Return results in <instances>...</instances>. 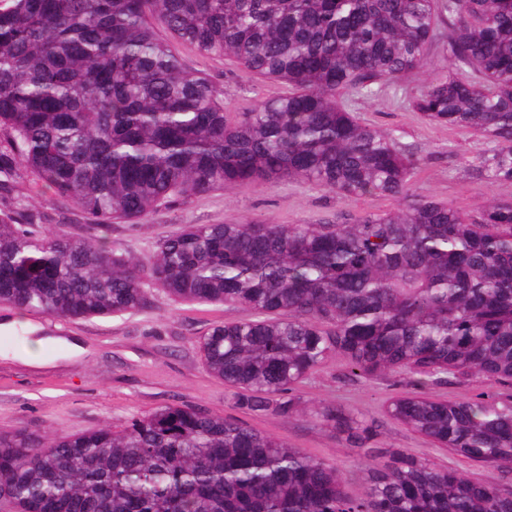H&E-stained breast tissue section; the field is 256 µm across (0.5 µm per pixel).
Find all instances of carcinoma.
<instances>
[{"label":"carcinoma","instance_id":"obj_1","mask_svg":"<svg viewBox=\"0 0 512 512\" xmlns=\"http://www.w3.org/2000/svg\"><path fill=\"white\" fill-rule=\"evenodd\" d=\"M440 17L456 73L432 78L415 107L480 133L490 148L477 173L512 181V0H0V189L28 169L106 224L175 196L283 177L403 201L333 226L194 225L146 258L0 211L1 305L106 316L145 308L154 285L176 300L248 308L255 318L200 340L233 405L307 413L374 462L352 497L337 465L240 419L169 405L43 442L0 431L9 512H512V487L373 448L358 414L309 411L296 393L335 355L357 379L512 383V200L471 216L415 194L411 159L343 101L423 67ZM158 25L291 91L232 119ZM388 413L512 473V394L403 395Z\"/></svg>","mask_w":512,"mask_h":512}]
</instances>
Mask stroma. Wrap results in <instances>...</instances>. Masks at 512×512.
Masks as SVG:
<instances>
[{
	"instance_id": "35a3bbf8",
	"label": "stroma",
	"mask_w": 512,
	"mask_h": 512,
	"mask_svg": "<svg viewBox=\"0 0 512 512\" xmlns=\"http://www.w3.org/2000/svg\"><path fill=\"white\" fill-rule=\"evenodd\" d=\"M447 32L446 23L437 24L426 67L383 84L375 97L350 98L348 106L360 122L389 133L406 147L414 163L416 194L475 215L489 199L512 200V181L476 174L473 163L487 147L481 134L428 122L413 106L428 78L454 71L446 51ZM171 47L187 71L207 80L232 116L289 91L287 84L249 72L230 56L203 55L177 41ZM0 201L23 209L37 223L75 237L106 239L109 245L142 258L162 240L196 224L336 225L400 206L398 200L376 193L344 197L296 180H258L179 199L145 217L116 220L105 228L30 172L0 190ZM148 296L147 308L135 313L75 320L0 306V430H20L34 437L75 434L108 422L119 427L170 404L201 408L244 420L263 434L337 463L344 471L347 493H363L369 463L337 433L311 417L285 419L235 408L223 381L204 368L201 336L214 324L252 319L251 310L181 302L157 287L149 288ZM40 338L46 341L41 357L24 356L25 340ZM346 372L342 358H328L299 385L298 392L311 405L360 413L377 427L376 447L425 458L474 479L493 477V470L437 447L392 419L388 405L391 398L418 390L439 400H488L511 392L507 385L465 377L422 389L415 375L407 372L370 382L348 380Z\"/></svg>"
}]
</instances>
